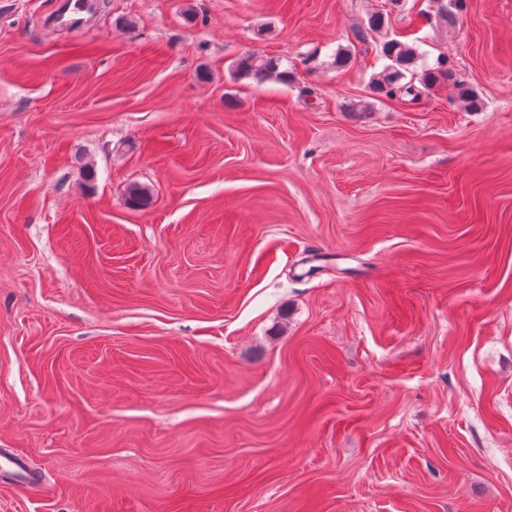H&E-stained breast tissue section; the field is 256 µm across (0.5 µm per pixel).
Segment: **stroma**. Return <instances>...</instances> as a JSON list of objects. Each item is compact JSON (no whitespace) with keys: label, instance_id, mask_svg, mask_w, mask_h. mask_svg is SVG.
<instances>
[{"label":"stroma","instance_id":"1","mask_svg":"<svg viewBox=\"0 0 512 512\" xmlns=\"http://www.w3.org/2000/svg\"><path fill=\"white\" fill-rule=\"evenodd\" d=\"M57 7L0 0V512H512V0ZM94 7L93 0H65L55 23L66 28H81ZM381 56L391 63L385 69L386 74L376 89L385 96L408 98V101L418 100L421 90L412 82L413 77L403 82L406 79V73L416 61L417 56L414 50L396 39H390L383 43ZM419 81L420 84L427 88L441 83L450 84L453 86L457 97L464 101L471 110L477 111L481 107L478 94L459 80L456 74L451 69H448L444 62H440L437 67L422 73ZM1 477L15 478L16 481L25 484L29 477L23 459L18 454L5 452V448H0V479Z\"/></svg>","mask_w":512,"mask_h":512}]
</instances>
